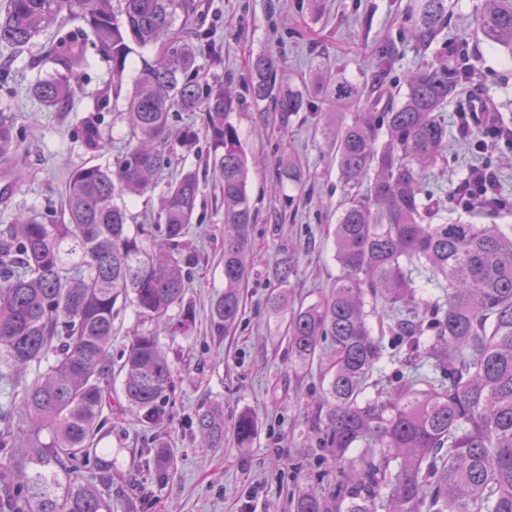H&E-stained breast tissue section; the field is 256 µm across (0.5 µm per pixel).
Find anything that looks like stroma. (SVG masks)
<instances>
[{
	"instance_id": "stroma-1",
	"label": "stroma",
	"mask_w": 512,
	"mask_h": 512,
	"mask_svg": "<svg viewBox=\"0 0 512 512\" xmlns=\"http://www.w3.org/2000/svg\"><path fill=\"white\" fill-rule=\"evenodd\" d=\"M208 39L199 41V64L205 77L222 76L234 102L229 114L244 148L253 158L247 182L251 206L258 214L250 241L252 272L242 288V316L224 336L210 329L209 308L224 289V205L220 176L203 170L197 142L184 153L182 166L199 171L202 194L190 229L191 266L185 303L193 314L189 335H164L160 343L175 370V388L168 404L172 414L160 437L142 430L131 413L114 412L112 432L102 442L111 449L112 483L103 488L112 512H287L292 493L317 485L320 478L308 462L318 451L315 411L310 400L319 390L320 366H298L288 353L289 309L318 303L340 273L334 257V229L344 194L335 162V117L326 104L318 115L281 126L276 113L262 111L251 99V63L258 55L280 58V73L302 87L318 62H325L349 81L370 86L378 82L374 61L393 48L394 75L414 70L422 60L466 57L475 68L472 84L449 100L442 115L448 125V165L427 173V184L447 198L454 214L474 215L476 223L512 226V144L499 143L487 152L474 126L463 125L461 112L490 109L491 119L512 127V59L491 47L474 23L480 0H448V41L419 52L404 37L402 10L406 0H322L321 17L309 12L308 0H194ZM78 34L77 23L35 38L21 53L0 51V108L12 112L19 149L0 162V225L18 212L44 221L58 220L70 172L91 162L112 164L124 147L129 126L123 97L110 89L111 64L96 46H88V65L81 72L84 93L66 108L55 109L29 92L36 78L52 73L45 58L47 42ZM221 60L210 63L212 49ZM95 120L108 138L100 152L89 151L82 137L86 120ZM295 157L305 172L302 187L284 185L271 193L282 156ZM494 179L497 205L472 208L456 203V188L473 169ZM297 263L288 281L272 270L288 248ZM288 310H273L277 294ZM206 400L224 403V420L244 411L259 422L260 434L249 448L232 438L223 447L204 448L191 424ZM164 444L174 455V475L160 482L143 473L148 452Z\"/></svg>"
}]
</instances>
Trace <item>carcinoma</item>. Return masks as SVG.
Masks as SVG:
<instances>
[{"mask_svg": "<svg viewBox=\"0 0 512 512\" xmlns=\"http://www.w3.org/2000/svg\"><path fill=\"white\" fill-rule=\"evenodd\" d=\"M194 10L190 0H6L0 9V46L14 53L55 25L80 21L84 40L112 62L115 93L133 46L160 45L127 97L126 152L110 167L70 173L60 223L21 214L0 228V384L22 388L20 400L0 405V454L8 458L0 462V512H111L98 485L112 480V454L99 447L112 431V404L126 405L145 428L168 420L173 369L159 334L184 335L193 323L188 311L175 323L168 313L190 284L185 267L195 259L185 237L200 180L182 169L167 183L152 250L142 229L128 224L122 199L152 191L176 148H192L201 134L224 197V291L209 320L219 336L239 320L255 221L248 157L227 119L233 97L224 80L200 78L188 41L197 35ZM406 14L416 45L427 50L447 28L448 0H407ZM476 22L485 40L512 56V0H482ZM54 63L56 74L30 92L59 108L83 93V44L54 51ZM277 67L275 55L258 56L249 92L283 124L310 110L312 97L353 111L336 125V168L347 191L335 229L341 273L327 297L288 319L297 363L311 364L326 342L334 349L319 400L318 458L333 478L298 493L293 512H512V231L448 216L424 176L447 161L442 111L471 83L472 66L423 63L385 96L324 63L298 91L276 82ZM180 112L205 113L204 132H174L171 118ZM83 141L104 147L95 122L84 125ZM15 148L13 117L0 111V159ZM304 177L293 161L278 169L280 182ZM367 302L386 312L388 328L374 331ZM127 306L154 328L134 336L116 371L114 322ZM386 331L406 347L407 372L370 393L374 374L396 362L384 349ZM192 424L206 448L224 447L227 432L240 448L259 435L249 412L225 426L219 401L200 404ZM352 448L359 452L350 457ZM145 466L167 478L170 450L157 448Z\"/></svg>", "mask_w": 512, "mask_h": 512, "instance_id": "obj_1", "label": "carcinoma"}]
</instances>
